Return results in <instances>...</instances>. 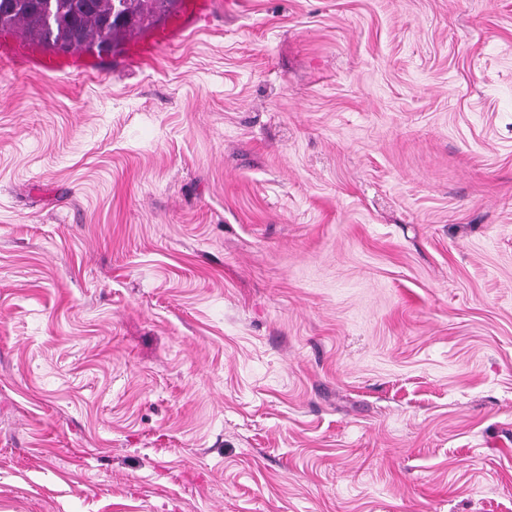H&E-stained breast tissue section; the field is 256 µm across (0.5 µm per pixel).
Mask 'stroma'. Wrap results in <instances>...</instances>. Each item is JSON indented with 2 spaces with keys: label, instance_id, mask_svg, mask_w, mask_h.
Masks as SVG:
<instances>
[{
  "label": "stroma",
  "instance_id": "stroma-1",
  "mask_svg": "<svg viewBox=\"0 0 512 512\" xmlns=\"http://www.w3.org/2000/svg\"><path fill=\"white\" fill-rule=\"evenodd\" d=\"M39 49L0 34V512H512V0Z\"/></svg>",
  "mask_w": 512,
  "mask_h": 512
}]
</instances>
